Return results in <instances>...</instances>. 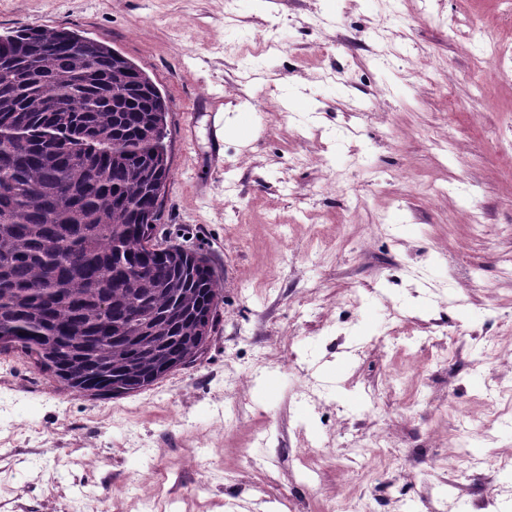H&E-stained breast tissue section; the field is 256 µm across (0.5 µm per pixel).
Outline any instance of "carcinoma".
Returning a JSON list of instances; mask_svg holds the SVG:
<instances>
[{
  "label": "carcinoma",
  "mask_w": 512,
  "mask_h": 512,
  "mask_svg": "<svg viewBox=\"0 0 512 512\" xmlns=\"http://www.w3.org/2000/svg\"><path fill=\"white\" fill-rule=\"evenodd\" d=\"M60 102L64 112H50ZM171 101L104 42L21 26L0 38V353L68 389L121 397L194 364L221 288L208 258L156 260L140 225L170 178ZM67 150L48 155L43 137Z\"/></svg>",
  "instance_id": "1"
}]
</instances>
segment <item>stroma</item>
<instances>
[{"mask_svg": "<svg viewBox=\"0 0 512 512\" xmlns=\"http://www.w3.org/2000/svg\"><path fill=\"white\" fill-rule=\"evenodd\" d=\"M23 25L171 99L159 240L222 291L201 358L123 397L1 353L0 512H512V419L481 425L512 385V77L480 57L512 0H0Z\"/></svg>", "mask_w": 512, "mask_h": 512, "instance_id": "35a3bbf8", "label": "stroma"}]
</instances>
